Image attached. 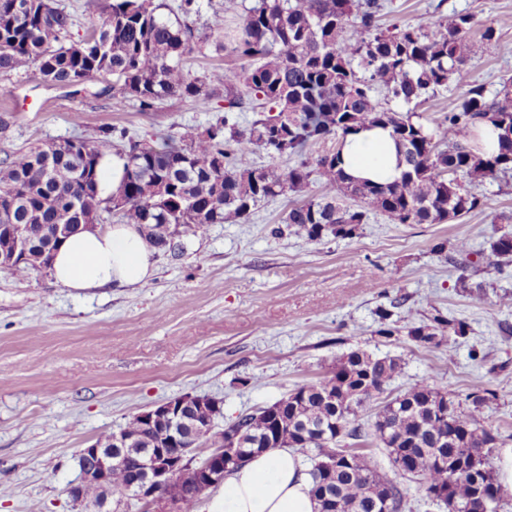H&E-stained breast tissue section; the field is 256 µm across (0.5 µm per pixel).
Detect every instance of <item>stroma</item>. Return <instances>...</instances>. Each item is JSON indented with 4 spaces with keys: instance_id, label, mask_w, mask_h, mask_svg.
Returning <instances> with one entry per match:
<instances>
[{
    "instance_id": "35a3bbf8",
    "label": "stroma",
    "mask_w": 512,
    "mask_h": 512,
    "mask_svg": "<svg viewBox=\"0 0 512 512\" xmlns=\"http://www.w3.org/2000/svg\"><path fill=\"white\" fill-rule=\"evenodd\" d=\"M383 24L418 23L440 11L469 13L496 27L499 43L467 61L472 81L495 92L512 76V0H383ZM213 117L206 104L170 99L141 111L92 82H43L31 71H0V159L100 128L177 134ZM483 208L445 224H392L371 215L350 239L319 242L274 234L285 199L243 224L210 225L182 255L159 251L144 284L76 293L50 272L0 273V512H80L67 493L77 453L135 412L186 395L223 402L218 425L321 380L341 356L363 350L401 364L388 391L424 377L457 399L493 390L485 426L512 448V267L494 268L490 243L512 230V176L485 184ZM468 240L480 288L460 287L455 241ZM389 310L399 330L378 332ZM467 325L449 346L408 334L432 310ZM407 493L403 512H440L421 478L393 468L375 438L360 444Z\"/></svg>"
}]
</instances>
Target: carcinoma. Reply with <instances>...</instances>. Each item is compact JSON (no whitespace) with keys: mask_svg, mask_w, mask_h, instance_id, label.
Segmentation results:
<instances>
[{"mask_svg":"<svg viewBox=\"0 0 512 512\" xmlns=\"http://www.w3.org/2000/svg\"><path fill=\"white\" fill-rule=\"evenodd\" d=\"M0 0V71H37L48 83L80 87L112 81V92L134 98L143 109L172 98L208 100L223 89V113L205 126L186 125L175 136L141 138L119 133L115 148L107 129L87 139L72 137L33 146L0 161V225L30 224L35 245L26 258L0 266L24 278L47 269L39 249L49 244L42 228L97 224L101 213L137 224L159 250L184 249L183 238L211 224L248 221L265 203L289 200L283 223L310 241L353 238L369 216L392 224H443L485 203L488 179L512 173V78L493 96L464 68L499 42L488 25L472 36L475 19L441 15L417 24L384 28L380 0H249L234 29L224 31V55L233 64L192 78L184 61L202 52L205 39L170 15L190 12L194 0L172 7L158 0H112L100 26L79 41H66L71 16L56 0ZM168 13H163V10ZM453 84L464 89L457 107L434 126L416 109ZM383 95H378V92ZM397 102L406 110L389 106ZM252 113L242 120V113ZM488 121L498 130L496 151L471 143L474 128ZM368 127L387 129L398 147L402 171L386 184L358 181L343 167L346 138ZM327 140L334 147L317 155ZM263 150L293 158L294 165L255 167L249 157ZM116 152L126 158L121 184L105 198L98 190H69L88 176L100 182L101 162ZM317 197L299 198L310 184ZM350 198L354 205L340 200ZM492 255L512 263V231L490 243ZM466 324L436 315L433 324L412 326L416 341L440 346L445 335L462 336ZM399 369L394 358L355 350L327 375L275 403L246 410L224 428L193 439L194 447L224 456L258 445L292 448L311 462L312 485L328 480L331 498L313 496L317 512H401L406 493L380 471L356 442L373 435L392 466L409 456V473L425 483L426 497L445 512H498L502 500L492 457L498 434L483 425L487 389L457 403L423 379L387 401L370 428L360 413L384 392ZM197 407L180 420L184 436L210 419ZM169 429L149 430L131 415L121 435L134 448H158ZM192 459L179 477L178 512H195L198 468Z\"/></svg>","mask_w":512,"mask_h":512,"instance_id":"1","label":"carcinoma"}]
</instances>
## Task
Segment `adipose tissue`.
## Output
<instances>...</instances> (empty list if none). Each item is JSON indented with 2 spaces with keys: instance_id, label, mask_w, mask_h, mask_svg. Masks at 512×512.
<instances>
[{
  "instance_id": "1",
  "label": "adipose tissue",
  "mask_w": 512,
  "mask_h": 512,
  "mask_svg": "<svg viewBox=\"0 0 512 512\" xmlns=\"http://www.w3.org/2000/svg\"><path fill=\"white\" fill-rule=\"evenodd\" d=\"M348 175L374 183L400 173L397 148L387 131L372 128L349 136L342 150ZM154 246L135 224L107 231L80 228L56 248L50 272L78 292L145 283L153 274ZM309 477L294 452L274 448L253 455L224 481L214 512H314Z\"/></svg>"
}]
</instances>
